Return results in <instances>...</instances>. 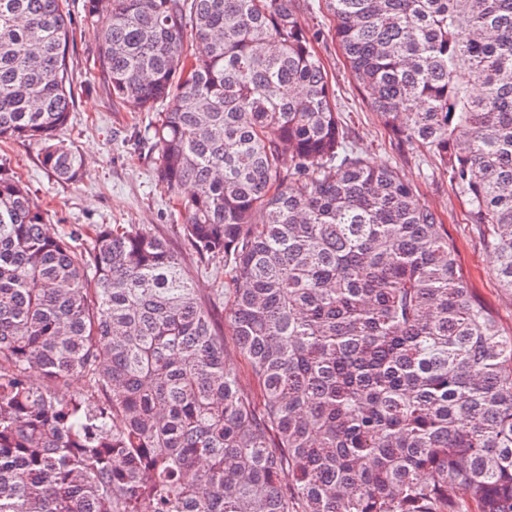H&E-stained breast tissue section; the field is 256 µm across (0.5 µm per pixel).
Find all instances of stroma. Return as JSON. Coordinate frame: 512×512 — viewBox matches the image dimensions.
<instances>
[{"label": "stroma", "instance_id": "1", "mask_svg": "<svg viewBox=\"0 0 512 512\" xmlns=\"http://www.w3.org/2000/svg\"><path fill=\"white\" fill-rule=\"evenodd\" d=\"M66 2L73 31L69 54L74 106L63 137L86 161L82 178L74 184L55 180L40 163L38 145L29 140L0 142V163L17 172L56 230L129 224L162 235L181 251L199 293L216 298L224 285L223 268L200 262L186 250L177 206L156 182L157 154L149 141L154 113L113 100L104 75L94 66L100 27L86 18L83 0ZM301 19L320 34L316 50L332 79L354 148L368 161L397 171L415 186L422 203L442 212L472 288L502 327L511 330L512 296L495 279L493 256L469 222L465 204L429 158L397 149L380 117L363 100L336 45L325 0H309Z\"/></svg>", "mask_w": 512, "mask_h": 512}]
</instances>
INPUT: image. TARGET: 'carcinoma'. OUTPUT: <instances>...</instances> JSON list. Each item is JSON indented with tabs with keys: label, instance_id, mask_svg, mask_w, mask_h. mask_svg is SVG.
<instances>
[{
	"label": "carcinoma",
	"instance_id": "cac0c4a2",
	"mask_svg": "<svg viewBox=\"0 0 512 512\" xmlns=\"http://www.w3.org/2000/svg\"><path fill=\"white\" fill-rule=\"evenodd\" d=\"M327 2L361 94L512 294V0ZM84 10L112 98L173 101L157 184L232 288L216 316L130 225L78 248L0 166V512H512V331L441 214L352 147L300 0ZM69 28L64 0H0V141L75 183Z\"/></svg>",
	"mask_w": 512,
	"mask_h": 512
}]
</instances>
